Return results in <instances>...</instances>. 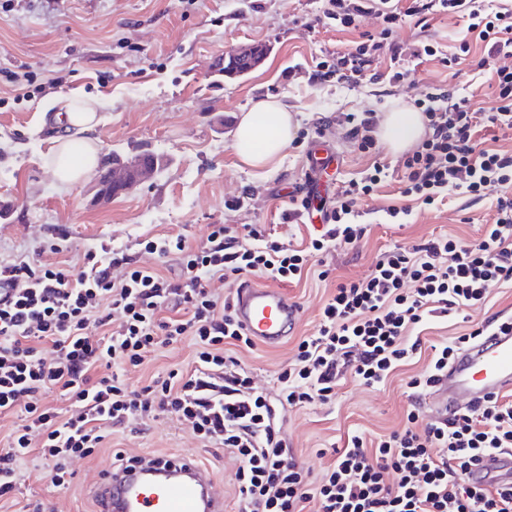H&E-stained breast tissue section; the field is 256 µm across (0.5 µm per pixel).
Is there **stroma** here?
<instances>
[{
    "mask_svg": "<svg viewBox=\"0 0 512 512\" xmlns=\"http://www.w3.org/2000/svg\"><path fill=\"white\" fill-rule=\"evenodd\" d=\"M323 8L322 0H0V263L48 259L62 231L69 237L63 257L73 264L103 240L131 248L146 238L182 233L196 243L212 224L260 225L283 241L305 237L308 226L281 215L290 206L289 191L306 189V157L315 142L328 144L338 160L333 179L322 182L328 202L342 182L359 178L374 161H398L385 148L359 152L343 114L410 106L439 86L471 96L474 107H493L487 76L475 67L487 54L484 43L471 42L465 60L448 71L441 56L458 51L464 23L439 13L423 23L407 18L396 28L393 40L403 51L420 42L440 49L404 82L352 86L314 80L320 61L347 51L380 24L368 13L358 30L339 31L319 22ZM253 42L270 47L263 64L239 80H224L225 52ZM56 94L92 97L104 105L101 153L149 151L162 155L166 166L105 203L94 200V182L58 187L48 167L55 132L42 113L43 102ZM269 97L288 106L296 128L276 162L255 169L238 158L234 130L242 113ZM398 188V181H389L361 202L366 232L360 243L314 263L308 278L281 283L300 308L282 345L234 348L255 387L274 390L277 372L291 363L297 342L315 333L322 307L340 282L365 277L396 246L409 249L445 234L479 238L495 212L496 191L478 200L458 193L436 207L413 204L407 223L399 226L386 216L389 207L403 203ZM324 268L329 275L322 279L317 272ZM509 317L512 284L493 289L463 314L434 317L414 328L421 354L385 382L367 387L348 376L330 402L287 411L284 434L311 479L321 477L331 450L342 447L349 434L373 440L404 426L412 403L407 383L425 371L432 346ZM196 349L188 337L160 347L126 377L140 387L172 370L190 369ZM119 451L128 457L197 458L211 469L226 512H238V461L224 449L204 446L190 427L167 415L112 429L92 456L74 460L75 476L65 489L53 487L39 459L26 457L18 490L0 504V512H23L35 500L50 503L55 512H95L94 483Z\"/></svg>",
    "mask_w": 512,
    "mask_h": 512,
    "instance_id": "stroma-1",
    "label": "stroma"
}]
</instances>
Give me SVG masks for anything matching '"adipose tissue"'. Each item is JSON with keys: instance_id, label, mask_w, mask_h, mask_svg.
Here are the masks:
<instances>
[{"instance_id": "adipose-tissue-1", "label": "adipose tissue", "mask_w": 512, "mask_h": 512, "mask_svg": "<svg viewBox=\"0 0 512 512\" xmlns=\"http://www.w3.org/2000/svg\"><path fill=\"white\" fill-rule=\"evenodd\" d=\"M99 101L55 96L44 105L49 122L60 129L56 156L51 166L55 182L63 187L91 180L96 175L99 151L95 131L102 118ZM425 117L419 110L402 105L385 113L378 129L380 139L401 152L424 137ZM294 137L293 116L277 99L256 104L243 113L236 127L234 149L239 159L253 168L269 165Z\"/></svg>"}]
</instances>
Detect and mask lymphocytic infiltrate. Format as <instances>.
<instances>
[{
	"label": "lymphocytic infiltrate",
	"mask_w": 512,
	"mask_h": 512,
	"mask_svg": "<svg viewBox=\"0 0 512 512\" xmlns=\"http://www.w3.org/2000/svg\"><path fill=\"white\" fill-rule=\"evenodd\" d=\"M457 14L489 55L512 56V7L489 0H326L324 16L337 28H356L362 14L381 23L335 64L319 62L317 77L357 85L382 46L391 65L375 80L407 79L411 60L436 56L435 44L403 56L395 27L425 12ZM496 105L474 109L448 88L415 100L428 133L398 163L402 196L427 205L461 192L480 199L497 190L496 210L483 236L464 243L440 237L407 252L394 249L366 277L339 284L322 310L316 334L297 345L291 368L277 376L275 394L253 386L228 344L251 346L232 299L215 295L210 282H239L257 275L272 282L301 277L310 257L361 240L358 203L390 177L374 163L361 180L342 186L324 231L308 245L270 239L250 227L210 225L201 242L176 235L146 241L129 252L103 240L81 264L58 258L66 236L50 246L49 260L0 264V417L20 424L0 450V500L12 496L18 465L29 455L44 460L55 487L67 488L73 459L91 455L109 428L166 414L191 426L206 444L236 456L239 512H512V487H478L470 474L481 458L512 448V395H496L443 421L416 430L408 412L403 430L367 446L349 438L319 482L299 465L282 432L287 409L327 401L349 372L364 385L382 382L419 349L408 331L434 313L448 314L484 301L492 288L512 282V152L479 147V126L512 128V69H491ZM176 256L180 272L168 277L157 260ZM121 278H113L114 269ZM192 338L199 349L193 369L170 372L131 388L126 367L141 365L157 348ZM473 334L434 347L427 372L411 378L414 393L433 388ZM52 357H45V350ZM58 394L78 412L61 415L46 399Z\"/></svg>",
	"instance_id": "lymphocytic-infiltrate-1"
}]
</instances>
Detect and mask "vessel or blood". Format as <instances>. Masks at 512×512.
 <instances>
[{
	"instance_id": "b4317fda",
	"label": "vessel or blood",
	"mask_w": 512,
	"mask_h": 512,
	"mask_svg": "<svg viewBox=\"0 0 512 512\" xmlns=\"http://www.w3.org/2000/svg\"><path fill=\"white\" fill-rule=\"evenodd\" d=\"M237 320L253 340L274 347L299 319L298 305L277 288L246 285L233 298ZM512 392V331L494 333L463 349L432 394L435 419L486 396ZM472 479L512 484V451L482 457ZM98 512H224L209 470L191 456L137 458L112 466L95 486Z\"/></svg>"
}]
</instances>
